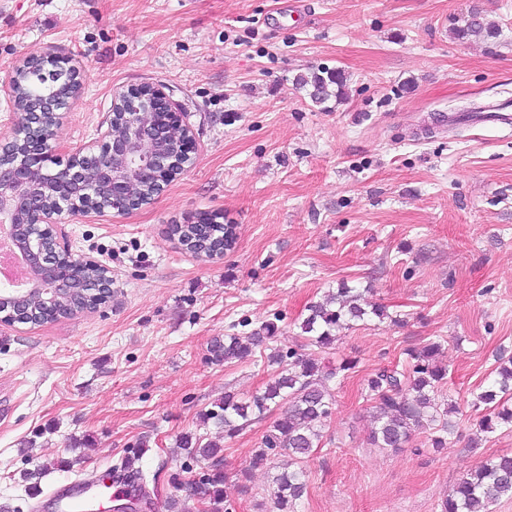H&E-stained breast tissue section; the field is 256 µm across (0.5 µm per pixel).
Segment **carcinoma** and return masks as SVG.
I'll list each match as a JSON object with an SVG mask.
<instances>
[{"instance_id":"cac0c4a2","label":"carcinoma","mask_w":512,"mask_h":512,"mask_svg":"<svg viewBox=\"0 0 512 512\" xmlns=\"http://www.w3.org/2000/svg\"><path fill=\"white\" fill-rule=\"evenodd\" d=\"M459 40H482L497 35V28L487 24L479 12H473L464 25L453 29ZM296 84L311 86L310 98L323 104L334 97L346 98V77L340 70L323 68L306 80L299 75ZM53 82L23 84V94L29 100L57 94ZM225 227L214 224H192L183 233L181 243L195 256L212 257L224 249ZM362 294L356 288L341 284L336 292L310 306L308 317L301 324L302 342L283 350L272 348L268 362L275 367L264 389L249 397L226 391L202 414L203 422L221 428L230 438L253 423L270 420L260 446L254 450L258 464L271 455L288 457L295 469L273 477L269 490V512H297L307 481L303 467L312 449L319 447L322 428L332 415L335 394L331 384L343 379L355 368V363H326L306 355L305 348L331 349L340 339L338 333L352 327L353 322L372 314L379 319L388 317L383 307L369 311L361 304ZM88 306L81 295L65 294L57 303L58 316L78 313ZM278 326L272 321L261 325L250 336L242 338L227 334L213 340L210 353L217 362L232 364L245 359L254 348L276 342ZM441 343L431 342L407 352L408 369H382L366 379L367 397L372 403L375 426L369 439L379 448L399 450L414 432L429 428L434 448L448 444V412L452 407L436 402L439 388L447 376V368L436 363ZM495 369V388L473 394L472 404L483 409L478 421L481 433H492L500 424L512 426V408L505 399L512 395V357L499 358ZM181 454L209 464L203 476L182 500L167 504L168 512H232V505L223 485L229 480L224 470V444L209 437L185 433L176 440ZM148 451L143 439L126 451L121 463L113 469V479L123 473L132 478L130 486L146 490L152 481L149 472L140 465ZM499 497L512 498V454H497L487 458L473 471L463 476L440 504V512H487L488 503Z\"/></svg>"}]
</instances>
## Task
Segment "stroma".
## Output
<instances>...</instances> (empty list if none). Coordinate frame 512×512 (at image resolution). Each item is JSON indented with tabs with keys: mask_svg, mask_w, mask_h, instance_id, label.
<instances>
[{
	"mask_svg": "<svg viewBox=\"0 0 512 512\" xmlns=\"http://www.w3.org/2000/svg\"><path fill=\"white\" fill-rule=\"evenodd\" d=\"M291 2L0 0V138L15 120L14 67L49 45L81 70L60 156L108 129L115 90L146 84L167 87L196 144L192 167L150 204L57 225L74 252L110 268L105 305L0 323V502L14 512H54L58 487L105 477L142 438L153 502L185 497L204 465L175 453L177 436L214 435L202 413L270 372L262 347L212 362L213 338L274 320L291 345L308 306L343 281L398 322L366 317L326 351L356 367L306 462L298 512H439L459 478L512 452L507 428L472 445L468 406L500 349L512 353V128H434L443 113L512 102V0H304L299 13ZM474 8L497 36L454 39ZM320 68L345 73L348 99L318 105L296 85ZM203 212L236 227L223 258L178 242L175 226ZM433 341L448 368L439 397L459 408L447 449L424 429L400 452L370 445L367 377ZM266 429L224 442L235 512H265L288 464H255ZM62 460L67 471L53 470ZM41 464L28 495L25 474Z\"/></svg>",
	"mask_w": 512,
	"mask_h": 512,
	"instance_id": "stroma-1",
	"label": "stroma"
}]
</instances>
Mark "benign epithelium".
Returning a JSON list of instances; mask_svg holds the SVG:
<instances>
[{"label":"benign epithelium","mask_w":512,"mask_h":512,"mask_svg":"<svg viewBox=\"0 0 512 512\" xmlns=\"http://www.w3.org/2000/svg\"><path fill=\"white\" fill-rule=\"evenodd\" d=\"M26 66L38 80L79 82L80 70L71 59L58 55L48 45L41 46L26 52L14 68L8 85V95L13 100L18 75ZM69 109L70 100L66 97L14 107L17 118L12 132L0 140V224L8 225L12 235L23 231L29 224L24 208L46 191L55 195V203L42 205L35 224L37 231L26 235L22 253L32 270L54 266L53 282L42 289L47 295L46 302H53L62 291L79 290L85 296L101 298L104 303L112 293V271L69 248L60 249L57 240L49 239L53 227L71 213L67 202L75 196L79 197L77 208L84 213L125 214L145 205L141 199L144 186L162 193L193 165V135L182 123L164 85L118 89L113 94L112 122L123 125L125 133L115 135L109 128L71 153L64 166L67 177L61 180L50 163L54 162L58 128ZM102 156L108 157V166L85 172ZM87 264L105 273V279L90 289L79 276ZM39 283L36 278L23 291L1 290L9 294L11 302L0 297V321L23 320L20 302ZM113 502L112 512H146L143 504L128 494Z\"/></svg>","instance_id":"benign-epithelium-1"}]
</instances>
